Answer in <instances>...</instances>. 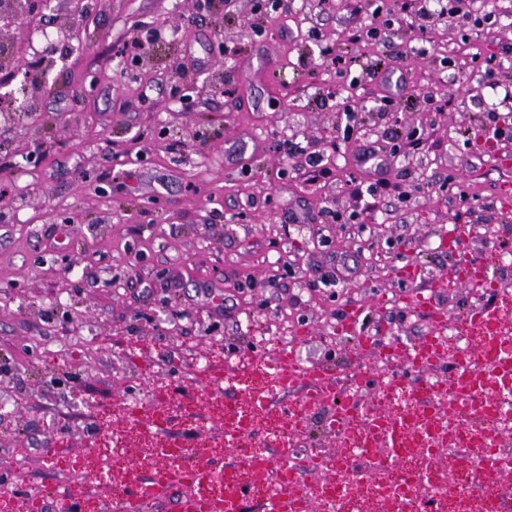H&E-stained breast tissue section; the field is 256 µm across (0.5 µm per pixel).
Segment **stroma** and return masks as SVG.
<instances>
[{"label": "stroma", "instance_id": "obj_1", "mask_svg": "<svg viewBox=\"0 0 512 512\" xmlns=\"http://www.w3.org/2000/svg\"><path fill=\"white\" fill-rule=\"evenodd\" d=\"M391 6L392 18L372 0H282L270 18L256 0H95L82 12L48 0L36 19L0 22V92L14 100L0 111V476L62 480L65 459L47 447L66 440L91 451L80 505L99 512L109 480L160 466L162 445L231 460L224 412L245 392L269 401L253 449L279 445L283 397L245 379L244 354L333 365L366 409L389 376L377 348L416 343L431 313L489 305L512 321V138L480 134L490 113L512 126V0H461L494 15L479 28L439 0L423 18L418 0ZM368 25L385 40L360 54L352 87L320 51L356 53L349 37ZM158 26L163 39H146ZM34 29L58 35L53 51L32 52ZM138 34L137 61L122 63ZM389 59L391 110L379 102ZM348 106L364 116L349 135ZM288 141L329 176L293 172L303 159H288ZM366 149L391 183L374 196L356 166ZM453 232L494 282L481 297L463 279L441 286ZM418 292L430 312L414 308ZM352 308L357 336L341 327ZM203 366L222 372L219 390L196 383ZM159 403L166 425L130 422L132 406Z\"/></svg>", "mask_w": 512, "mask_h": 512}]
</instances>
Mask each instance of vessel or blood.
Listing matches in <instances>:
<instances>
[{"mask_svg": "<svg viewBox=\"0 0 512 512\" xmlns=\"http://www.w3.org/2000/svg\"><path fill=\"white\" fill-rule=\"evenodd\" d=\"M441 351L438 336L431 333L422 337L408 355V371L393 374V383L418 395L425 413L432 419L440 420L451 414L471 420L484 419L482 392L490 386L512 388V336L502 337L487 346L483 368L456 365L451 395L446 399L433 394L427 376L440 360ZM246 366L270 382L280 394L297 395V404L283 410L289 433H301L307 426L309 414L325 407L331 410L327 421V430L331 434L341 433L351 422H359L367 446L360 452L358 460H336L334 474L327 475L328 485L344 483L351 474L378 485L384 484L388 470L398 459L402 423L377 405L362 413L339 403L337 372L324 365L302 364L294 352L285 350L270 360L251 356ZM251 431L250 425L241 424L224 433L230 449L237 453V463L208 459L190 464L180 459L146 474L131 475L122 498L123 512H153L172 496L177 499L178 512H244L252 482L230 483L226 480L227 474L237 468L250 473L252 481L275 479L274 489L262 502V512H311L308 479L324 473V456L285 448L266 453L249 450L246 439ZM435 482V477L429 475L409 479L407 492L400 499L399 512H434V499L429 490ZM205 484L223 485V499L202 500L199 490ZM42 495L52 500L55 512H78L75 499L62 485L46 486Z\"/></svg>", "mask_w": 512, "mask_h": 512, "instance_id": "obj_1", "label": "vessel or blood"}]
</instances>
